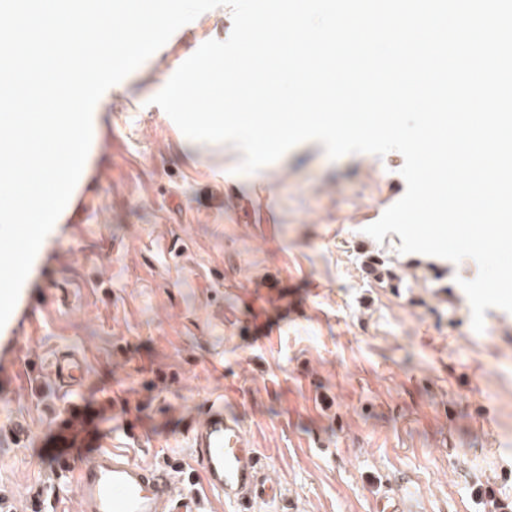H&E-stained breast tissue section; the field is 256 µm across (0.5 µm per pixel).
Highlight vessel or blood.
<instances>
[{
	"label": "vessel or blood",
	"instance_id": "obj_1",
	"mask_svg": "<svg viewBox=\"0 0 512 512\" xmlns=\"http://www.w3.org/2000/svg\"><path fill=\"white\" fill-rule=\"evenodd\" d=\"M58 384L67 391L80 389L85 375L82 356L65 352L54 363ZM190 454L200 476L219 502L250 512L255 498L270 501L281 488L267 480L257 449L248 447L241 421L212 402L203 418L188 425ZM79 490L82 512H202L204 502L194 493L178 490L165 469L137 463L104 442L83 467L71 470Z\"/></svg>",
	"mask_w": 512,
	"mask_h": 512
}]
</instances>
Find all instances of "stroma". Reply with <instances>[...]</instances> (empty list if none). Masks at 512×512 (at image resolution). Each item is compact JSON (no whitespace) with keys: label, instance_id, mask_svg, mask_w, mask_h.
<instances>
[{"label":"stroma","instance_id":"1","mask_svg":"<svg viewBox=\"0 0 512 512\" xmlns=\"http://www.w3.org/2000/svg\"><path fill=\"white\" fill-rule=\"evenodd\" d=\"M229 8L100 101L81 183L0 328V512H81L80 467L103 432L137 463L188 456V418L223 399L260 449L279 501L254 512H512V313L483 332L454 263L403 254L367 226L406 190L401 153L333 160L306 141L252 173L233 145L185 137L152 97ZM386 261L402 285L369 274ZM88 361L55 383L56 353Z\"/></svg>","mask_w":512,"mask_h":512}]
</instances>
